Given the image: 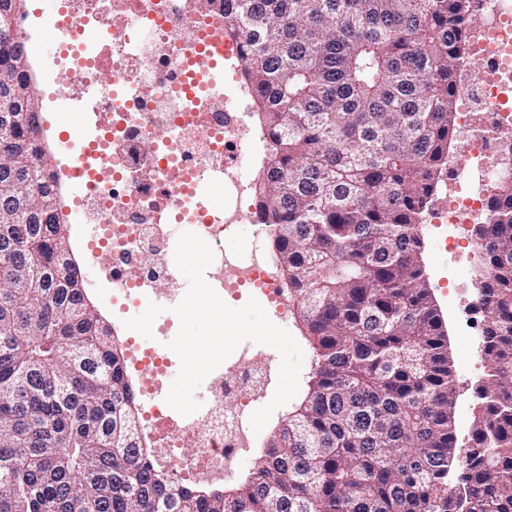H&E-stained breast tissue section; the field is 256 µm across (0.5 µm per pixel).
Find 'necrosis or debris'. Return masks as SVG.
Segmentation results:
<instances>
[{
    "label": "necrosis or debris",
    "mask_w": 512,
    "mask_h": 512,
    "mask_svg": "<svg viewBox=\"0 0 512 512\" xmlns=\"http://www.w3.org/2000/svg\"><path fill=\"white\" fill-rule=\"evenodd\" d=\"M476 9L482 23L460 65L467 80L456 112L465 148L436 213L449 250L460 252L468 226L489 219L490 186L512 180L500 139L512 130V0H476ZM45 25L68 30L53 65L66 92L62 107L84 127L76 211L113 301L128 313L161 301L157 284L173 278L169 236L158 222L164 208L212 247L208 277L221 297L249 292L286 321L291 304L265 246L274 227L251 211L255 186L241 165L243 154L265 151L266 132L250 120L241 39L228 28L224 0H62ZM216 188L224 194L219 209L209 204ZM242 224L253 227L250 247L226 250L225 237ZM129 350L142 374L139 427L165 448L166 471L182 480H233L257 439L250 417L270 382L268 356L240 344L213 378L203 412L179 422L163 395L171 359L136 341ZM190 439L196 453L187 459L181 450Z\"/></svg>",
    "instance_id": "4bbe7bcc"
}]
</instances>
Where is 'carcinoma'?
I'll list each match as a JSON object with an SVG mask.
<instances>
[{
    "mask_svg": "<svg viewBox=\"0 0 512 512\" xmlns=\"http://www.w3.org/2000/svg\"><path fill=\"white\" fill-rule=\"evenodd\" d=\"M224 2L268 133L258 214L311 354L303 395L236 484L152 465L22 107L0 133V512H512V183L474 227L487 383L465 448L419 260L474 0ZM21 55L0 28V88L30 84Z\"/></svg>",
    "mask_w": 512,
    "mask_h": 512,
    "instance_id": "1",
    "label": "carcinoma"
}]
</instances>
